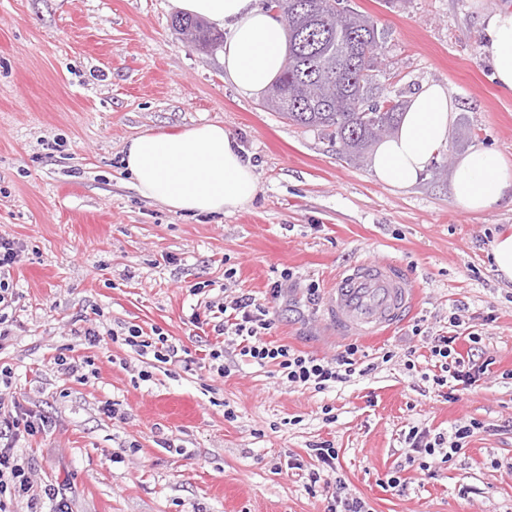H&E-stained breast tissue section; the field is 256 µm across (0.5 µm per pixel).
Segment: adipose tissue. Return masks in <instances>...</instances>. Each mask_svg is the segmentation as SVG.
I'll use <instances>...</instances> for the list:
<instances>
[{
    "mask_svg": "<svg viewBox=\"0 0 512 512\" xmlns=\"http://www.w3.org/2000/svg\"><path fill=\"white\" fill-rule=\"evenodd\" d=\"M169 3L178 14L224 28V80L240 95L261 97L277 80L288 52V35L271 9L258 0ZM481 52L497 84L512 90V10L487 18ZM455 110L447 85L423 84L407 104L397 130L374 150L376 179L394 189L416 185L447 144ZM123 163L142 197L176 213L228 214L251 203L259 191L254 167L236 136L214 123L177 134H140L126 144ZM451 193L466 212H494L505 195H512V167L496 150H473L457 160Z\"/></svg>",
    "mask_w": 512,
    "mask_h": 512,
    "instance_id": "ef3b65f1",
    "label": "adipose tissue"
}]
</instances>
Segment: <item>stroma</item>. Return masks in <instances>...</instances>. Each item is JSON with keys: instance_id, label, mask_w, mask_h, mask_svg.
Wrapping results in <instances>:
<instances>
[{"instance_id": "stroma-1", "label": "stroma", "mask_w": 512, "mask_h": 512, "mask_svg": "<svg viewBox=\"0 0 512 512\" xmlns=\"http://www.w3.org/2000/svg\"><path fill=\"white\" fill-rule=\"evenodd\" d=\"M350 3L386 34L381 95L447 85L457 112L435 160L446 174L391 189L370 162L242 97L220 51L174 31L169 0H0V236L20 248L5 277L0 404L50 420L19 453L38 481L67 487L72 512H327L332 488L307 483L321 467L308 450L324 441L370 512H512V284L489 258L512 208L471 214L451 196L460 155L487 147L512 165V91L480 54L486 19L512 0ZM203 123L237 136L256 199L192 215L142 198L125 142ZM365 257L398 260L418 302L389 334L353 340L324 307L337 273ZM243 293L267 307L268 341L329 360L354 342L368 373L317 391L241 357L207 320ZM132 327L163 333L185 362L122 344ZM448 333L463 354L479 337L493 361L455 402L424 343ZM219 345L222 376L207 368ZM61 354L81 375L58 371ZM469 421L477 429L434 476L409 461L411 427L448 437Z\"/></svg>"}]
</instances>
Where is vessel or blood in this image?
<instances>
[{
    "instance_id": "vessel-or-blood-1",
    "label": "vessel or blood",
    "mask_w": 512,
    "mask_h": 512,
    "mask_svg": "<svg viewBox=\"0 0 512 512\" xmlns=\"http://www.w3.org/2000/svg\"><path fill=\"white\" fill-rule=\"evenodd\" d=\"M416 300L411 279L396 262L364 258L337 274L327 313L339 333L376 338L411 311Z\"/></svg>"
}]
</instances>
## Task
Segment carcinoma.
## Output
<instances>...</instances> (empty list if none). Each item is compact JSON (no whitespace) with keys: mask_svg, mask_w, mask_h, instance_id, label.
<instances>
[{"mask_svg":"<svg viewBox=\"0 0 512 512\" xmlns=\"http://www.w3.org/2000/svg\"><path fill=\"white\" fill-rule=\"evenodd\" d=\"M288 11V58L269 90L265 107L297 126L314 128L352 161L364 157L397 129L403 101L376 100L383 34L368 16L350 8L341 24L329 18L331 0H283ZM174 30L205 50L224 46V36L197 19L182 17Z\"/></svg>","mask_w":512,"mask_h":512,"instance_id":"1","label":"carcinoma"}]
</instances>
